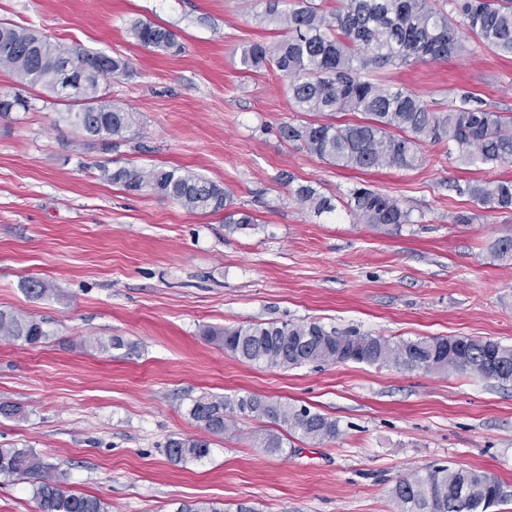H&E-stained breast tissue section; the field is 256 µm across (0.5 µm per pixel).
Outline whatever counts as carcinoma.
<instances>
[{"instance_id": "1", "label": "carcinoma", "mask_w": 512, "mask_h": 512, "mask_svg": "<svg viewBox=\"0 0 512 512\" xmlns=\"http://www.w3.org/2000/svg\"><path fill=\"white\" fill-rule=\"evenodd\" d=\"M266 16L284 30L268 44L253 42L243 49L240 64L247 71L273 67L288 80V91L300 112L336 114L359 112V123L308 122L280 128L282 138L298 142L309 153L336 166L370 170L412 168L421 161L424 142L448 141L465 165L497 164L512 159V113L492 112L470 92L460 104L436 111L416 93L369 79L370 69L413 62L445 60L463 46L455 25L461 24L491 51L512 56V0H448L449 10L430 0H342L328 14L315 0H265ZM131 33L138 44L179 52L182 46L168 28L136 22ZM70 60L81 79L76 94L65 97L63 119L82 141L106 153L117 148L133 123V113L112 104L100 93V81L127 72L128 62L102 52L54 44L20 26L0 25V69L23 86H41L58 94L59 63ZM101 178L128 192L150 190L178 202L189 211L224 212V224L234 232L252 217L233 209V197L223 185L178 168L129 169L109 159L98 165ZM460 192L491 212L512 208V180L469 182ZM298 203L316 214L334 210L330 200L310 185L293 191ZM354 216L371 226L410 223V213L390 195L359 187L351 193ZM491 256L512 262V237L495 240ZM26 292L41 299L55 292L40 278L27 282ZM49 336L43 322L15 311L0 310V340L27 345ZM206 340L238 360L268 367H298L315 363L355 362L399 371L462 373L512 382V345L468 337L437 336L391 342L380 337L340 332L315 322L249 323L207 329ZM190 416L212 435L231 430L240 417L267 419L285 433L267 430L255 436L257 447L282 454L290 438L323 442L336 439L339 423L306 406L272 401L248 394L237 398L202 395L192 400ZM165 452L174 464L199 461L210 454V441L172 436ZM0 476L25 481L42 512H107L104 502L65 490L67 472L45 462L31 448L0 446ZM401 512H487L512 495L494 476L481 469L437 466L400 479L392 490Z\"/></svg>"}]
</instances>
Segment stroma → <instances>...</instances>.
I'll return each mask as SVG.
<instances>
[{
	"label": "stroma",
	"mask_w": 512,
	"mask_h": 512,
	"mask_svg": "<svg viewBox=\"0 0 512 512\" xmlns=\"http://www.w3.org/2000/svg\"><path fill=\"white\" fill-rule=\"evenodd\" d=\"M264 0H0V22L128 61L102 94L135 123L114 156L221 183L254 222L230 232L223 213L191 212L152 191L102 180L104 155L79 145L48 90L0 70V94L25 112L0 119V310L46 323L45 343L0 340V446L31 448L69 473L67 490L109 512H176L180 503L255 512H399L396 481L433 465L483 469L512 489V383L473 372L425 374L354 362L269 368L203 336L206 327L318 321L392 341L466 336L512 345V264L490 245L512 236V210L488 212L459 186L512 179V161L460 165L448 142L425 144L412 169L341 168L286 141L297 111L273 69L243 71L249 43L280 39ZM170 28L179 53L145 48L136 21ZM448 59L373 70L432 108L473 93L512 113V59L463 37ZM308 184L333 211L294 198ZM368 187L401 201L409 223L374 228L347 207ZM470 216L467 224L457 215ZM37 277L55 292L29 298ZM120 337L119 349L98 341ZM258 394L337 419L341 434L293 439L271 455L242 419L207 458L172 464L169 437H201L190 418L203 394Z\"/></svg>",
	"instance_id": "35a3bbf8"
}]
</instances>
